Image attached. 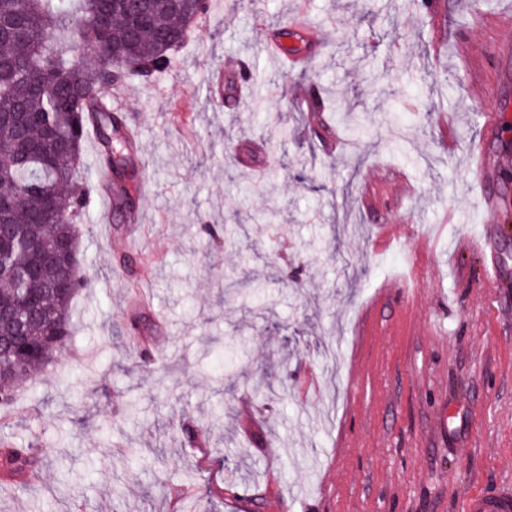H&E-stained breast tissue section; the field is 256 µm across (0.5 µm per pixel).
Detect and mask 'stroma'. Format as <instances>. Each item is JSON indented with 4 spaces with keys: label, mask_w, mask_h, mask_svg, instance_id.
Masks as SVG:
<instances>
[{
    "label": "stroma",
    "mask_w": 512,
    "mask_h": 512,
    "mask_svg": "<svg viewBox=\"0 0 512 512\" xmlns=\"http://www.w3.org/2000/svg\"><path fill=\"white\" fill-rule=\"evenodd\" d=\"M273 37L299 46L293 65ZM504 42L512 0H214L169 68L122 92L139 132L125 208H101L85 137L94 286L5 415L45 452L0 470V512H178L215 486L211 512H463L512 485V53L490 55ZM243 62L264 87L258 121ZM308 91L315 123L293 105ZM477 146L491 209L470 181Z\"/></svg>",
    "instance_id": "stroma-1"
}]
</instances>
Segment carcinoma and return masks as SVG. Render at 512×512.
<instances>
[{"label":"carcinoma","instance_id":"1","mask_svg":"<svg viewBox=\"0 0 512 512\" xmlns=\"http://www.w3.org/2000/svg\"><path fill=\"white\" fill-rule=\"evenodd\" d=\"M135 0H0V21L15 32L0 36V221L17 236L0 243V332L12 315H30L23 347L0 355V410H10L22 383L61 353L72 335L71 304L89 287L84 276L58 287L65 265L78 266L77 224L89 213L90 191L78 177L87 130L98 160L123 169L133 149L124 136L127 117L98 99L135 77L149 78L171 65L206 0H151L137 14ZM115 48L112 70L99 68L94 48ZM38 242L47 254L61 243L68 254L44 262L21 285L9 272L34 265L36 256L17 237ZM44 443L20 445L0 426V468L22 473L36 465Z\"/></svg>","mask_w":512,"mask_h":512}]
</instances>
